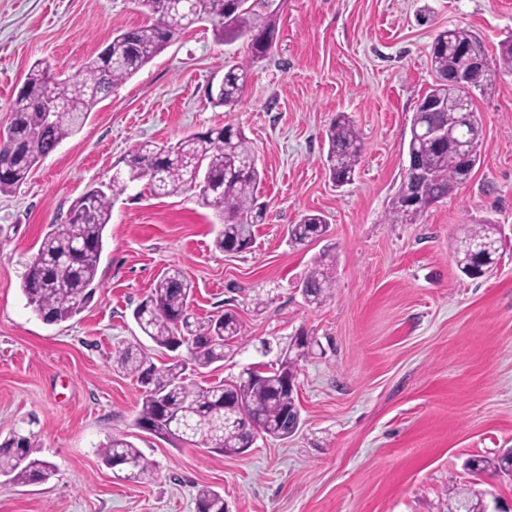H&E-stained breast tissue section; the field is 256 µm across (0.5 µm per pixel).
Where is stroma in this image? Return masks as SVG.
<instances>
[{"label": "stroma", "instance_id": "stroma-1", "mask_svg": "<svg viewBox=\"0 0 512 512\" xmlns=\"http://www.w3.org/2000/svg\"><path fill=\"white\" fill-rule=\"evenodd\" d=\"M279 34L253 64L238 105L210 89L245 55L191 26L90 112L81 130L0 194V435L32 428L33 456L57 473L36 484L0 476V512H196L221 492L227 512H445L460 486L512 504V477L466 462L512 448V73L475 90L481 163L419 223L386 215L407 166L404 143L435 80V34L457 25L489 57L512 39V0H274ZM147 21L134 0H0V128L30 67L75 75L116 32ZM348 113L364 139L354 181L336 187L323 165L326 129ZM231 123L265 173L266 218L249 249L216 250V218L195 192L157 197L134 182L112 206L92 301L48 324L20 285L48 224L93 188H107L141 142H176ZM324 214L326 235L289 246L286 229ZM499 228V263L480 280L454 247L471 224ZM335 258L333 296L308 305L299 286ZM180 268L192 313L233 311L244 332L222 362L194 372L208 385L274 363L299 333L320 343L299 364L303 425L224 456L142 432L136 379L112 367L119 342L139 340L133 310L156 278ZM127 435L155 464L139 482L107 468L99 449ZM197 512H225L224 497L209 486H201L196 493Z\"/></svg>", "mask_w": 512, "mask_h": 512}]
</instances>
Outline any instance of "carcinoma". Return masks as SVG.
<instances>
[{"label": "carcinoma", "instance_id": "carcinoma-1", "mask_svg": "<svg viewBox=\"0 0 512 512\" xmlns=\"http://www.w3.org/2000/svg\"><path fill=\"white\" fill-rule=\"evenodd\" d=\"M149 18L146 25L118 32L80 72L59 79L49 64L39 62L27 73L11 108L6 138L0 141V193L27 181L38 164L85 124L94 106L160 54L175 36L192 25L212 23L218 40H241L245 60L228 66L211 96L217 106L233 109L240 101L249 67L267 59L278 37L274 11L253 0H138ZM481 40L469 29L455 26L439 31L430 46L435 81L422 100L443 97L453 76L470 67L464 50ZM512 72V40L498 58L488 61L473 88L490 83L497 74ZM439 136L409 137V167L429 174L418 201L394 199L390 224H417L434 202L453 195L463 176L481 163L483 126L473 109L464 126L455 112L441 109L427 115ZM326 167L331 180L344 186L354 180L363 155V138L350 117L339 112L326 130ZM127 176L116 175L106 192L94 188L79 197L59 223L48 225L37 253L26 266L21 291L28 306L46 323L59 324L80 313L91 301L98 283V266L105 246V230L112 218V200L128 184L147 181L157 197L196 191L221 228L214 246L222 252L242 250L253 240V227L264 217L258 192L264 179L252 146L239 127L224 125L192 133L172 144L143 143L126 161ZM328 222L320 213H307L288 225V242L303 246L324 236ZM456 263L470 279L480 278L498 262L499 238L494 224H474L456 241ZM333 259L322 256L303 280L306 302L320 305L335 290ZM193 285L183 271L171 267L156 281L148 297L134 310L141 332L158 347L172 351L186 347L197 368L224 360V348L243 337L237 316L226 311L202 320L190 312ZM317 341L297 336L283 351L277 366L253 377L251 369L234 380L201 387L188 381L183 361L157 366L139 345L117 347L115 366L137 378L142 388L136 426L166 440L197 445L225 456L246 451L244 417L258 422L264 435L286 438L301 425V408L287 381L297 374L299 361L313 353ZM33 432L16 430L0 441V475L17 484L44 482L54 466L30 457ZM102 462L139 481L153 473L154 464L124 434L114 435L100 449ZM476 473L512 472V450L495 460L475 459ZM197 512H225L224 496L208 486L196 493ZM485 501L461 489L448 498V512L468 507L482 512Z\"/></svg>", "mask_w": 512, "mask_h": 512}]
</instances>
